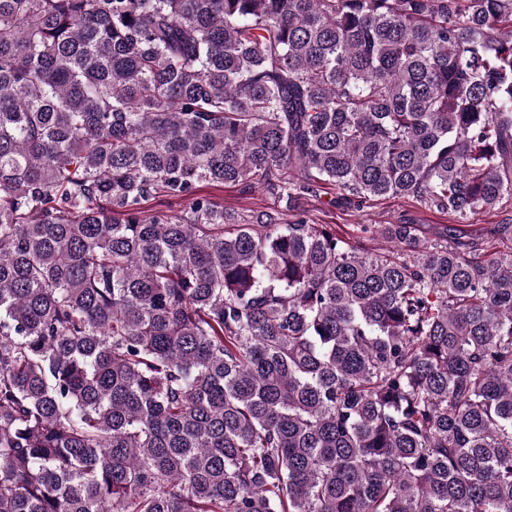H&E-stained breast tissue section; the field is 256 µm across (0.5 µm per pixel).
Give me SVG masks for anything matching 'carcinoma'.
Segmentation results:
<instances>
[{
	"label": "carcinoma",
	"instance_id": "carcinoma-1",
	"mask_svg": "<svg viewBox=\"0 0 512 512\" xmlns=\"http://www.w3.org/2000/svg\"><path fill=\"white\" fill-rule=\"evenodd\" d=\"M202 183L512 202V0H0V512H512V224ZM199 194L214 196L224 202V208L241 214L269 209L281 210L279 201L257 185L252 189H244L243 185L226 184L215 187L201 184ZM340 191L330 184H322L314 195L299 198L293 211L282 212L284 224L301 213L311 224H333L348 241L354 244L356 224H426L430 228L442 227V224H473L471 229L490 226V224L512 223V207L507 206L487 211L471 217L468 221L457 220L452 216L440 215L429 211L418 202L408 198H386L371 201L358 210L353 205L340 202Z\"/></svg>",
	"mask_w": 512,
	"mask_h": 512
}]
</instances>
